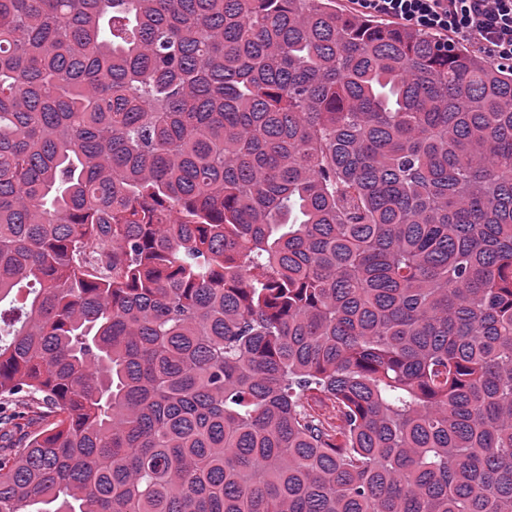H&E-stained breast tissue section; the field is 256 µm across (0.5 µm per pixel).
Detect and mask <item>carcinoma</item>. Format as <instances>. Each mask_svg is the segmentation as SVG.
I'll return each mask as SVG.
<instances>
[{
  "mask_svg": "<svg viewBox=\"0 0 512 512\" xmlns=\"http://www.w3.org/2000/svg\"><path fill=\"white\" fill-rule=\"evenodd\" d=\"M1 397L0 512H512V68L336 0H0Z\"/></svg>",
  "mask_w": 512,
  "mask_h": 512,
  "instance_id": "1",
  "label": "carcinoma"
}]
</instances>
